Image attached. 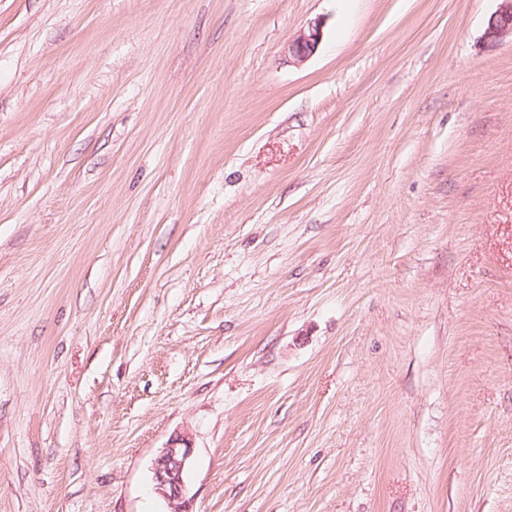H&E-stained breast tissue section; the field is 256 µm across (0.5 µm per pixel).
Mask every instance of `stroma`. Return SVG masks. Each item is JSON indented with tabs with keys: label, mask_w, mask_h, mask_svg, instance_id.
<instances>
[{
	"label": "stroma",
	"mask_w": 512,
	"mask_h": 512,
	"mask_svg": "<svg viewBox=\"0 0 512 512\" xmlns=\"http://www.w3.org/2000/svg\"><path fill=\"white\" fill-rule=\"evenodd\" d=\"M498 5L0 0V512H512ZM323 38V22L315 19L307 24L295 38L288 42L284 53L288 60L301 63L312 57ZM194 453L192 438L187 432L176 433L163 448H160L152 461L155 491L163 498L171 512L185 510L186 487L183 473Z\"/></svg>",
	"instance_id": "stroma-1"
}]
</instances>
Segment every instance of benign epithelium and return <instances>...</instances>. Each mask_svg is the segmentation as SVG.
<instances>
[{
  "instance_id": "benign-epithelium-1",
  "label": "benign epithelium",
  "mask_w": 512,
  "mask_h": 512,
  "mask_svg": "<svg viewBox=\"0 0 512 512\" xmlns=\"http://www.w3.org/2000/svg\"><path fill=\"white\" fill-rule=\"evenodd\" d=\"M512 36V0H500L499 7L490 16L485 36L491 40ZM323 38V22L315 19L288 42L284 53L288 60L301 63L312 57ZM194 453L192 438L180 432L159 449L152 461L155 491L171 508V512H187L186 487L183 473Z\"/></svg>"
}]
</instances>
